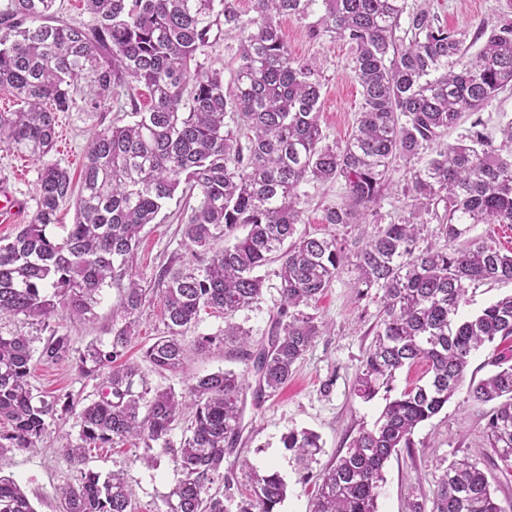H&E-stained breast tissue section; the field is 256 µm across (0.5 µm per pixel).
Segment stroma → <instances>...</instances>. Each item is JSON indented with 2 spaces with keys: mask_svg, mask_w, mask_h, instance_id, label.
<instances>
[{
  "mask_svg": "<svg viewBox=\"0 0 512 512\" xmlns=\"http://www.w3.org/2000/svg\"><path fill=\"white\" fill-rule=\"evenodd\" d=\"M432 14L441 25L473 36L479 29L499 25L504 15L499 0H429ZM283 38L294 57L310 62L322 77L320 125L329 143L344 145L352 136L356 119L363 106L361 88L349 64L353 49L336 35L311 36L307 20L284 17L280 22ZM69 111L60 113L57 139L50 154L52 161L78 175L84 151L92 136L100 129L129 121L126 111L111 105L94 106L89 81H80ZM41 164L0 146V187L25 203V208L10 223H0V239L13 238L21 226L30 223L36 209V184ZM406 169L398 167L378 205L366 213L361 223L336 226L326 223L328 207L342 203L346 197L343 181L304 183L300 187L301 234L344 238L350 250H357L363 237L375 232L378 225L400 220L408 213L404 194ZM197 198L175 195L159 214L155 223L146 225L140 234L135 274L142 285L153 284L158 269L165 264H189L193 256L183 244L182 226ZM277 263L261 268L265 279L264 293L258 303L239 311L234 323L248 330L254 342L266 340L271 321L279 306ZM353 274L342 272L330 288L312 305L323 327L310 350L298 361L288 384L262 402L246 397L243 405L242 432L235 451L227 455L224 467L214 478V485L224 488L227 512H236L242 495L250 488V472L277 470L288 485V494L280 512H312L319 473L336 454L346 450L361 428H373L386 401L376 396L363 401L352 391L357 369L376 329L380 303L375 296L356 300L352 288ZM118 301L117 288L101 292L94 308L95 316L80 321L62 315L50 326L31 323L18 316L0 319V334L21 332L39 339L51 333L69 335L75 348H84L92 341H109ZM166 332L163 309L159 299H152L142 308L126 355L141 360L144 350L155 338ZM237 351L227 348L208 354L191 355L183 372L177 374L151 372L147 375L149 389L183 391L191 379L218 370L238 373L249 370ZM30 381L38 392L71 397L85 404L97 399L101 379L81 377L68 363H34ZM486 405L473 401L467 389L451 399L446 408L423 424L415 433V456L399 451L384 469V481L377 499L378 512H405L408 503L430 502L441 468L448 461L468 455L481 461L492 488L500 501L512 498V469L505 468L486 445L484 426ZM308 429L321 437L323 448L308 467L297 464L282 444L289 431ZM79 433L75 415H58L49 420L48 429L37 448L17 451L0 460V472L22 485L37 512H57L55 488L79 478L75 467L60 449L76 441ZM153 463H145V456ZM84 468L100 474L123 471L134 492V512H161L166 493L181 479V470L172 455L158 447L125 444L89 449Z\"/></svg>",
  "mask_w": 512,
  "mask_h": 512,
  "instance_id": "1",
  "label": "stroma"
}]
</instances>
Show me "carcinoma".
<instances>
[{"label":"carcinoma","instance_id":"1","mask_svg":"<svg viewBox=\"0 0 512 512\" xmlns=\"http://www.w3.org/2000/svg\"><path fill=\"white\" fill-rule=\"evenodd\" d=\"M56 2L9 0L0 12V89L18 102L0 112V145L42 162L33 219L0 242V318L48 325L64 313L89 320L104 288L124 279L127 285L116 310L121 322L106 343L78 350L70 336L54 332L35 348L27 336L0 335V421L8 424L0 459L37 447L47 420L75 410L70 401L35 395L30 382L33 360L69 361L84 377L105 378L98 400L78 410L77 442L60 449L71 463L83 465L92 442H155L183 475L165 496L164 512H224V495L211 484L238 443L246 390L259 403L288 382L321 333L306 308L350 262L337 236L297 233L299 187L344 179L347 201L327 209L325 221L357 224L381 200L397 162L437 145L434 157L411 168L408 217L379 226L355 255L356 298L376 290L380 317L353 390L365 401L383 391L386 405L375 428L360 429L319 474L314 512H377L390 457L415 447V431L465 383L474 401L494 403L487 444L512 466V346L490 375L466 382L481 346L512 341V294L458 318L471 285L512 282V250L490 235L468 237L474 224H512V121L496 147L480 116L512 89V20L478 31L473 42L483 44L470 55L462 35L407 0H253L256 16L247 19L237 0H85L92 26L58 19ZM318 4L312 35L333 33L351 44V71L362 89L356 130L342 147L325 142L315 67L293 57L280 33V17L306 19ZM220 25L239 41V64L227 82L199 61ZM80 79L89 80L97 105L130 98L133 121L92 137L76 191L69 171L45 157L56 142L57 114L69 111ZM138 85L150 96L144 110L132 94ZM467 116L466 133L444 142ZM179 189L199 197L182 228L199 265L160 269L167 331L146 348L144 362L183 371L187 326L208 310L228 318L257 303L265 284L258 270L277 261L280 306L267 343L252 344L232 323L193 343L197 353L235 347L252 362L253 383L224 370L193 379L181 393L151 394L143 366L121 360L149 300L133 273L140 233ZM67 202L74 203V222L52 236L48 228ZM430 218L438 221L441 246H421ZM241 227L248 231L239 238ZM419 362L427 365L426 379L391 395L396 374ZM189 408V435L175 448L169 433ZM283 444L301 464L322 448L320 435L307 429L289 432ZM251 483L237 512H279L287 495L280 474L255 473ZM58 493L63 512H133L121 471L103 478L82 469L78 482ZM0 512L37 510L20 485L0 475ZM430 512H512V502L494 497L480 463L467 456L442 468Z\"/></svg>","mask_w":512,"mask_h":512}]
</instances>
